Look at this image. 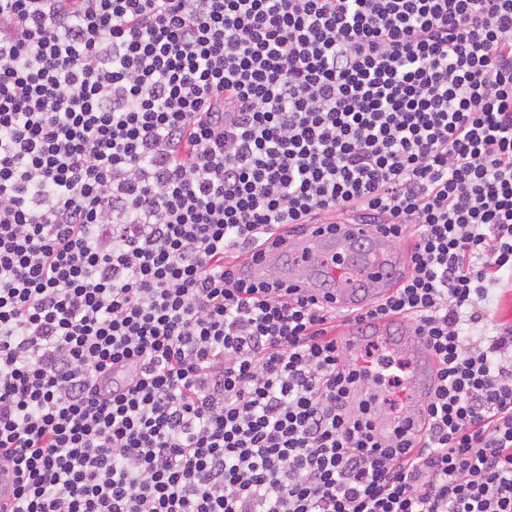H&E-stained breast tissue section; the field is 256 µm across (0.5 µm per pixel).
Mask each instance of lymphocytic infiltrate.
Instances as JSON below:
<instances>
[{
  "label": "lymphocytic infiltrate",
  "mask_w": 512,
  "mask_h": 512,
  "mask_svg": "<svg viewBox=\"0 0 512 512\" xmlns=\"http://www.w3.org/2000/svg\"><path fill=\"white\" fill-rule=\"evenodd\" d=\"M401 247L356 315L236 256ZM512 0H0L8 512H512ZM413 327L384 443L338 325ZM482 320L468 328L476 340L479 336H492L506 326H512V288L506 282L490 288L483 303ZM376 330V333L380 335L377 337L385 340L389 349L386 348L387 346L379 344L380 350L376 352L374 358L378 354H384L394 358L396 363L400 360L407 362L403 357L393 355L390 352L392 351L407 356L411 362V370L406 373L405 388L403 391L397 390L394 398L398 402H402V393L405 413L410 419L411 426L416 428L425 419V408L433 384L435 366L424 353L421 337L414 331L400 328L396 333H392L390 323L387 321L380 323Z\"/></svg>",
  "instance_id": "1"
}]
</instances>
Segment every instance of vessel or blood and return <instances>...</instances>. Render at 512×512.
Masks as SVG:
<instances>
[{"instance_id": "1", "label": "vessel or blood", "mask_w": 512, "mask_h": 512, "mask_svg": "<svg viewBox=\"0 0 512 512\" xmlns=\"http://www.w3.org/2000/svg\"><path fill=\"white\" fill-rule=\"evenodd\" d=\"M348 255L353 266L350 270L336 269L331 258L336 254ZM402 263L400 254L389 240L371 236L364 226L347 224L336 234L318 231L310 233L293 249L291 260H284L278 252H266L251 266L253 279L274 275L288 285L312 292L328 279L336 283L335 306L342 312H351L370 306L386 297L394 287V277ZM377 333L385 340L390 351L405 355L411 370L405 380L402 399L412 426L425 419L434 364L423 350V343L414 331H392L389 323H380Z\"/></svg>"}]
</instances>
